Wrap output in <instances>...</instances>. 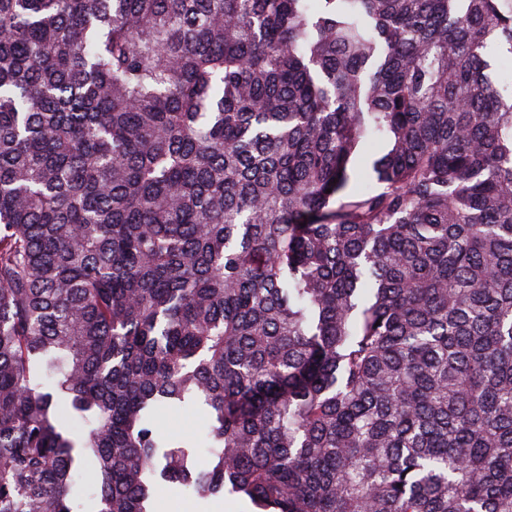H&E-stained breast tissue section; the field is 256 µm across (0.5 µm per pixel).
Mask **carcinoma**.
Instances as JSON below:
<instances>
[{"label":"carcinoma","mask_w":512,"mask_h":512,"mask_svg":"<svg viewBox=\"0 0 512 512\" xmlns=\"http://www.w3.org/2000/svg\"><path fill=\"white\" fill-rule=\"evenodd\" d=\"M492 49L512 0H0V512H512ZM197 416L192 411L184 412L180 415L174 416L167 421L166 428L170 435L185 439L192 436L197 429ZM164 499L163 512H174L172 505L176 501L182 502L186 507V512H252L253 508L249 501L232 496L225 495L224 498L198 500L187 499L180 492L173 490H164L162 493Z\"/></svg>","instance_id":"obj_1"}]
</instances>
